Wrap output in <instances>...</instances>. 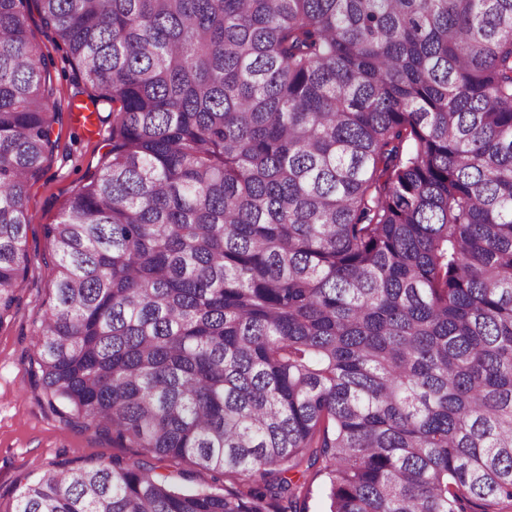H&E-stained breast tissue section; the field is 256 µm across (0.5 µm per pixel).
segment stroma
<instances>
[{
	"instance_id": "obj_1",
	"label": "stroma",
	"mask_w": 512,
	"mask_h": 512,
	"mask_svg": "<svg viewBox=\"0 0 512 512\" xmlns=\"http://www.w3.org/2000/svg\"><path fill=\"white\" fill-rule=\"evenodd\" d=\"M29 25L52 63L57 84L54 108L60 118L52 134L57 147L26 202L28 272L9 316L0 323V512H13L22 485L46 470L92 466L115 457L127 462L152 459L148 449L122 448L109 437L65 426L48 410L41 388L30 379L31 334L53 299L55 277L52 265L44 261L50 247L42 227L58 221L87 174L100 165L112 107L100 105L97 128L76 121L70 105L85 85L39 19Z\"/></svg>"
}]
</instances>
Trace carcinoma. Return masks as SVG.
Here are the masks:
<instances>
[{
    "instance_id": "1",
    "label": "carcinoma",
    "mask_w": 512,
    "mask_h": 512,
    "mask_svg": "<svg viewBox=\"0 0 512 512\" xmlns=\"http://www.w3.org/2000/svg\"><path fill=\"white\" fill-rule=\"evenodd\" d=\"M112 104L42 227L31 377L190 460L47 470L14 512L512 508V0H0V324L56 141L31 12ZM156 473L167 474L179 484L196 487L200 484L212 483L211 475H207L189 461L168 463L164 468H159ZM293 482L304 483L305 501L302 507L306 512H323V485L324 475L317 473L316 469L303 474L302 472L291 471L286 475Z\"/></svg>"
}]
</instances>
